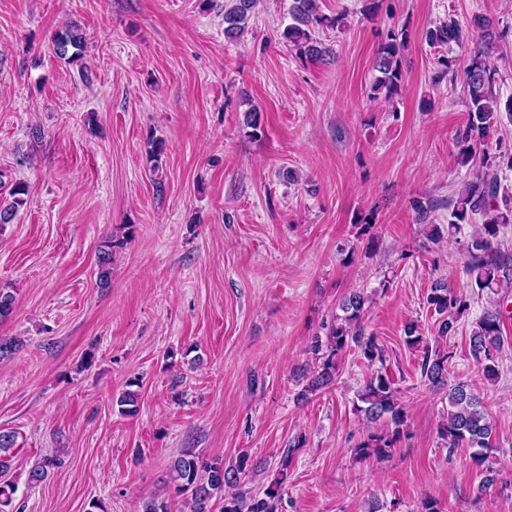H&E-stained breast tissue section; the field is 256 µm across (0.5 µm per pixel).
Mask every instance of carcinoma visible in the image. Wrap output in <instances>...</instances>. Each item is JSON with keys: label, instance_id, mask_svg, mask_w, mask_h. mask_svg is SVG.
Returning <instances> with one entry per match:
<instances>
[{"label": "carcinoma", "instance_id": "1", "mask_svg": "<svg viewBox=\"0 0 512 512\" xmlns=\"http://www.w3.org/2000/svg\"><path fill=\"white\" fill-rule=\"evenodd\" d=\"M254 0H232L224 9V38L237 41L249 28L250 14ZM288 15L291 18L282 31V36L291 43L300 56L324 62L331 57L332 49L311 35L316 26H339L342 17H327L319 12L317 0H292ZM472 28L480 32L481 38L490 43L501 37L493 21L483 15L472 19ZM465 33L462 26L450 18L424 33V40L432 47L450 48L463 44ZM55 52L72 62L82 59L85 42L76 27L57 34ZM404 39L389 34L378 48L373 68L377 76L371 87L373 97L389 99L398 91L402 80L400 53ZM464 93L469 107V120L457 136L459 165L474 169L472 178L466 180L457 196L448 199L452 221L448 233H457L462 225L473 224L474 230L464 244L465 271L471 283L479 291H487L490 308L476 321L470 332V354L482 376L492 381L498 375V359L502 352L504 336L501 309L502 289L512 286V256L501 251L498 236L501 227L512 224V195L502 186L503 168L512 170V150L493 152L489 145L501 125L502 114L512 120V97L501 102L494 90L495 70L486 65L481 53L474 54L464 71ZM25 185L12 186V200L0 207V229L12 223L19 206L24 204ZM115 240L108 238L99 246L97 254V280L99 286H109L112 274L113 248ZM428 308L438 315L437 336L430 339L419 333L418 325L410 321L404 328L405 342L412 348H423L421 364L422 377L432 387L445 384L448 374V360L451 353L440 350L441 343L459 331L460 320L470 309L469 298L448 289L441 282L433 283L426 296ZM366 304L364 291L356 289L344 297L341 310L344 316L332 325L325 337H313L309 353L317 360L314 367L302 370L301 377L306 384L299 397L319 389L328 388L336 382L339 372L337 356L351 348L357 349L361 359L373 367L384 362L383 349L372 334H366L362 315ZM129 389L116 399L119 413L133 415L137 412L139 393L135 387L139 381L128 383ZM356 410L370 423L381 419L386 429L373 431L354 446L358 460L390 456L400 440L407 423L406 405L397 395L394 383L388 373L376 370L366 379L357 392ZM495 430L483 397L478 389L465 382L453 386L448 393V412L439 426L440 437L452 448L465 444L472 449L471 460L480 468L489 458ZM17 434L14 431H0V468L7 467L6 457L16 447ZM303 446L302 437H297L283 451L276 470L255 493L245 488L246 478L266 470V464L254 461L246 454L235 464L227 466L224 457H204L192 448L182 450L169 464V483L178 495H187L192 503V512H278L283 490L288 479V470L294 452ZM61 464L56 456H46L28 472L27 481L36 485L43 482L50 471Z\"/></svg>", "mask_w": 512, "mask_h": 512}]
</instances>
